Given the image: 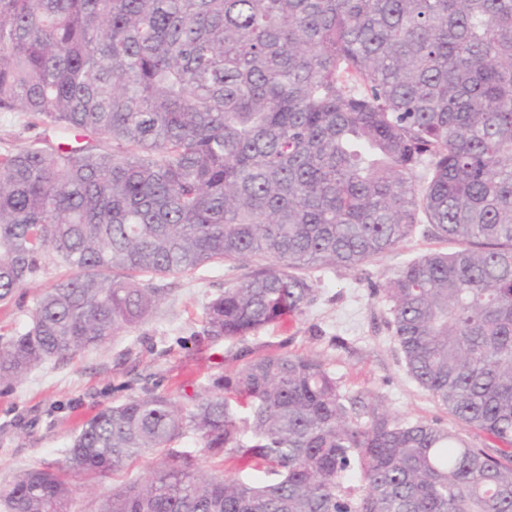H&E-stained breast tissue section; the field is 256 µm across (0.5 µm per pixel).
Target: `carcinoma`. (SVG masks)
<instances>
[{
	"mask_svg": "<svg viewBox=\"0 0 512 512\" xmlns=\"http://www.w3.org/2000/svg\"><path fill=\"white\" fill-rule=\"evenodd\" d=\"M60 133L0 153V305L43 260L68 275L0 336V384L101 346L160 302L147 275L272 264L212 299L246 336L423 234L458 244L374 289L409 374L479 447L278 354L186 409L147 390L87 420L3 512H68L72 481L167 464L99 512H512V0H0V114ZM222 454V476L171 443ZM360 471L362 490L344 486Z\"/></svg>",
	"mask_w": 512,
	"mask_h": 512,
	"instance_id": "obj_1",
	"label": "carcinoma"
}]
</instances>
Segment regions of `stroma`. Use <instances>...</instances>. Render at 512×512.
Here are the masks:
<instances>
[{
	"instance_id": "obj_1",
	"label": "stroma",
	"mask_w": 512,
	"mask_h": 512,
	"mask_svg": "<svg viewBox=\"0 0 512 512\" xmlns=\"http://www.w3.org/2000/svg\"><path fill=\"white\" fill-rule=\"evenodd\" d=\"M44 135L42 125L24 116L0 115V153ZM454 249V243L417 230L393 251L357 268L307 270L317 299L303 314L234 339L203 337L204 308L235 285V273H249L257 262H243L235 273L210 264L189 276L153 278L162 302L143 323L103 346L38 366L17 384L0 385V486L29 468L61 464L89 418L141 395L143 388L172 395L189 408L225 372L273 354L323 360L344 390L379 399L397 419L452 425L447 410L408 374L387 307L373 290L406 262ZM64 273L47 262L35 282L0 306V334L12 335L25 325L36 296ZM165 462V456L148 453L116 476L74 482L70 512H98L113 487L144 479Z\"/></svg>"
}]
</instances>
